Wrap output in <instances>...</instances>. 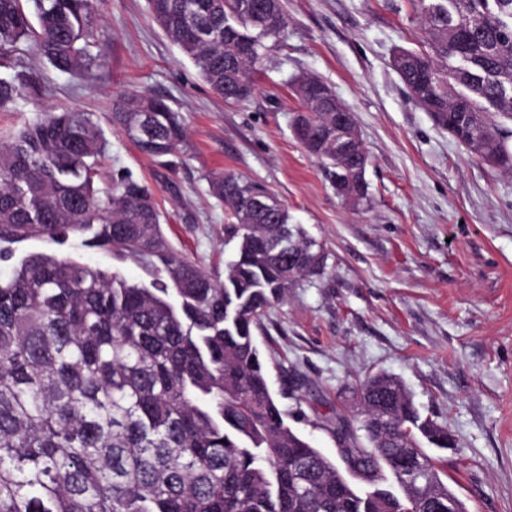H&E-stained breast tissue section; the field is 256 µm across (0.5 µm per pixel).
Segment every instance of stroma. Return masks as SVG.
Returning <instances> with one entry per match:
<instances>
[{
    "label": "stroma",
    "instance_id": "35a3bbf8",
    "mask_svg": "<svg viewBox=\"0 0 512 512\" xmlns=\"http://www.w3.org/2000/svg\"><path fill=\"white\" fill-rule=\"evenodd\" d=\"M283 5L286 29L252 71L253 95L227 104L163 35L145 0H96L95 66L62 73L21 45L18 67L39 77L43 91L0 109V141L45 112L91 113L107 141L99 187L124 173L140 180L175 251L217 278L234 242L209 175L232 172L271 189L327 254L324 274L291 289L258 337L290 425L336 458L323 421L351 414L341 391L393 374L422 415L447 427L452 445L434 455L468 512H512V174L472 158L392 68L396 49L425 45L414 0ZM303 74L319 77L355 114L368 154L361 201L338 196L292 132L290 81ZM132 93L161 97L179 113L187 138L175 169L113 129V101ZM11 249L1 282L31 253L150 280L138 261L87 247L80 236Z\"/></svg>",
    "mask_w": 512,
    "mask_h": 512
}]
</instances>
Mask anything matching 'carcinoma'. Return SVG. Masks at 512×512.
<instances>
[{"mask_svg": "<svg viewBox=\"0 0 512 512\" xmlns=\"http://www.w3.org/2000/svg\"><path fill=\"white\" fill-rule=\"evenodd\" d=\"M0 0V108L37 97L17 70L32 41L60 72L93 65V0ZM428 49H399L392 67L437 124L462 129L469 154L512 173V0H417ZM165 36L227 103L286 28L281 0H146ZM293 128L343 195L365 183L325 137L319 99L331 88L294 81ZM112 125L139 152L173 166L186 130L159 97L115 101ZM106 143L87 112L49 113L0 142V260L35 237L89 244L138 260L131 283L70 257L32 253L0 282V512H467L423 443L448 428L422 416L402 383L376 373L350 389L349 448L357 489L287 422L255 333L300 280L324 272L323 249L270 189L217 172L211 194L235 222L224 280L181 258L148 188L130 175L95 187Z\"/></svg>", "mask_w": 512, "mask_h": 512, "instance_id": "cac0c4a2", "label": "carcinoma"}]
</instances>
